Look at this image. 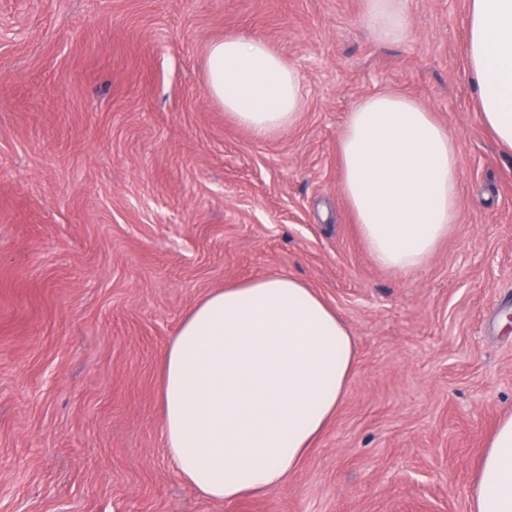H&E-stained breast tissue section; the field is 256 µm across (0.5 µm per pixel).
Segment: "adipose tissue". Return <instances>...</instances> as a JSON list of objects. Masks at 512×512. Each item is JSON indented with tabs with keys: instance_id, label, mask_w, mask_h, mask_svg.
<instances>
[{
	"instance_id": "adipose-tissue-1",
	"label": "adipose tissue",
	"mask_w": 512,
	"mask_h": 512,
	"mask_svg": "<svg viewBox=\"0 0 512 512\" xmlns=\"http://www.w3.org/2000/svg\"><path fill=\"white\" fill-rule=\"evenodd\" d=\"M382 42L406 39V0H364ZM468 75L478 110L512 157V0H471ZM211 94L264 137L291 127L303 100L298 70L265 40L210 45ZM345 197L374 259L397 272L424 264L458 215L461 173L447 128L410 97L356 104L340 141ZM356 355L335 308L291 273L208 294L182 319L162 367V439L177 474L229 502L283 486L335 417ZM471 512H512V414L483 451Z\"/></svg>"
}]
</instances>
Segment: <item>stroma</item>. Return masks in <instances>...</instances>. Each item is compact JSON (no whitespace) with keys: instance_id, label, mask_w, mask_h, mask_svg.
Masks as SVG:
<instances>
[{"instance_id":"35a3bbf8","label":"stroma","mask_w":512,"mask_h":512,"mask_svg":"<svg viewBox=\"0 0 512 512\" xmlns=\"http://www.w3.org/2000/svg\"><path fill=\"white\" fill-rule=\"evenodd\" d=\"M469 0H407L374 38L364 0H0V512H470L512 413V161L477 110ZM266 40L299 71L269 137L212 96L209 46ZM393 93L448 128L459 215L422 266L369 253L339 142ZM294 274L357 366L287 483L224 503L176 473L162 355L209 292ZM363 18L381 42H399L410 34L406 0H365Z\"/></svg>"}]
</instances>
